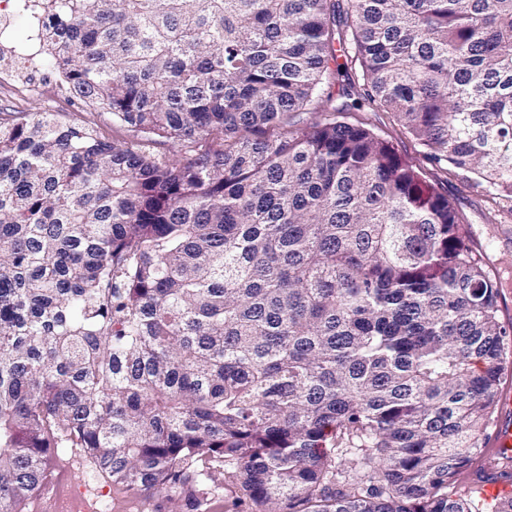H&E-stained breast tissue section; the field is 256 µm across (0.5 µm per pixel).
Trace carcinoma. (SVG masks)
<instances>
[{
  "mask_svg": "<svg viewBox=\"0 0 512 512\" xmlns=\"http://www.w3.org/2000/svg\"><path fill=\"white\" fill-rule=\"evenodd\" d=\"M344 2L36 0L43 64L132 138L0 118V512L68 448L148 493L220 461L236 512H512L461 483L512 355L500 278L330 90L343 52L512 201V0Z\"/></svg>",
  "mask_w": 512,
  "mask_h": 512,
  "instance_id": "1",
  "label": "carcinoma"
}]
</instances>
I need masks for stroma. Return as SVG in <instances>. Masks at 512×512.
<instances>
[{
  "mask_svg": "<svg viewBox=\"0 0 512 512\" xmlns=\"http://www.w3.org/2000/svg\"><path fill=\"white\" fill-rule=\"evenodd\" d=\"M34 41V20L29 11L15 12L5 35L0 36V60L13 61L17 79L40 85L43 92L19 97L10 86L1 85L0 116L53 112L62 123L90 126L105 137L115 136L111 117L74 97L53 71L14 60V50ZM360 117L390 141L404 160L419 168L461 215L475 244L482 247L500 276L499 318L512 330V207L494 204L473 175L428 161L422 147L393 113L368 109ZM55 472L62 475L68 497L88 505L91 512L102 507L109 512H188L187 504L198 491L195 486L186 485L170 493L149 494L122 485L111 486L95 479L76 452L62 455L55 463Z\"/></svg>",
  "mask_w": 512,
  "mask_h": 512,
  "instance_id": "35a3bbf8",
  "label": "stroma"
}]
</instances>
